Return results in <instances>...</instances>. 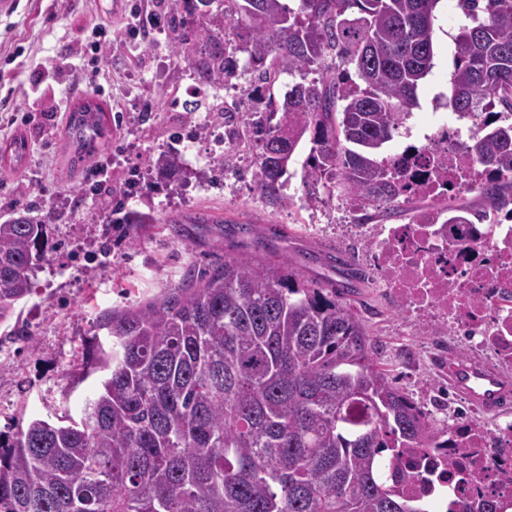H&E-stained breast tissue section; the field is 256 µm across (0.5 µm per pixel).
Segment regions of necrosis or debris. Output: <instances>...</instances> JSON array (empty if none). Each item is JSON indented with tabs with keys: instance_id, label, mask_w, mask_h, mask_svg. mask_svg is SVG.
Wrapping results in <instances>:
<instances>
[{
	"instance_id": "necrosis-or-debris-1",
	"label": "necrosis or debris",
	"mask_w": 512,
	"mask_h": 512,
	"mask_svg": "<svg viewBox=\"0 0 512 512\" xmlns=\"http://www.w3.org/2000/svg\"><path fill=\"white\" fill-rule=\"evenodd\" d=\"M472 122L435 115L430 134L396 150L417 196L433 198L483 180L462 149ZM455 152L457 165L431 170L428 158ZM349 232L375 271L377 293L401 307L411 334L432 327L462 339L464 352L512 371V215L492 213L483 224H456L451 213L424 210L406 224H353ZM457 418L441 457L447 472L433 483H406L407 495L426 499L431 512H481L484 501L512 507V421L479 419L452 390H437Z\"/></svg>"
}]
</instances>
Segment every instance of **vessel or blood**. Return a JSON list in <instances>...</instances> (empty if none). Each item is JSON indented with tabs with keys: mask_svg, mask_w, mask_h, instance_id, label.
Wrapping results in <instances>:
<instances>
[{
	"mask_svg": "<svg viewBox=\"0 0 512 512\" xmlns=\"http://www.w3.org/2000/svg\"><path fill=\"white\" fill-rule=\"evenodd\" d=\"M448 383L462 397L487 412L512 406V378L472 360L448 367Z\"/></svg>",
	"mask_w": 512,
	"mask_h": 512,
	"instance_id": "b4317fda",
	"label": "vessel or blood"
}]
</instances>
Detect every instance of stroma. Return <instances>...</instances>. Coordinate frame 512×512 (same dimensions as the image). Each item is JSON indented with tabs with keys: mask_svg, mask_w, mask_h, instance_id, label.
I'll return each instance as SVG.
<instances>
[{
	"mask_svg": "<svg viewBox=\"0 0 512 512\" xmlns=\"http://www.w3.org/2000/svg\"><path fill=\"white\" fill-rule=\"evenodd\" d=\"M129 5V0H15L10 11H0V107L15 117L14 124L0 123V150L20 137L27 143L21 167L0 161V217L26 207L55 214L47 262L37 271L30 296L16 306L11 321L0 323V434L5 436L31 418L47 417L60 402L77 410L91 385L68 389L67 375L100 315L159 298L186 270L209 273L228 254H283L309 279L326 281L336 276L326 252L339 250L357 263L365 261L344 233L354 219L350 205L308 183V147L297 150L289 168L286 187L294 205L284 209L254 189L253 146L225 152L217 117L194 126L183 123L170 100L172 90L197 87L207 110L223 105L226 92L197 86L168 30L141 42L125 40ZM460 21L457 0H441L436 66L419 92L410 129L427 125L435 96L448 86ZM96 26L109 39L103 49L109 64L101 69L84 52ZM88 96L112 116L101 152L112 167L95 195L82 194L81 188L97 161L72 164L64 135L69 109ZM188 145L193 157L179 178L153 176L150 186L127 203L128 209L151 214L153 223L132 237L104 223L105 205L130 175L146 171L162 150ZM219 158L227 172L215 171ZM239 224L250 225L251 233H237ZM355 308L400 386L431 408L426 396L435 374L430 350L447 347V339L406 335L404 316L377 295L371 281L359 284Z\"/></svg>",
	"mask_w": 512,
	"mask_h": 512,
	"instance_id": "1",
	"label": "stroma"
}]
</instances>
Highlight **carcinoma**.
<instances>
[{
  "label": "carcinoma",
  "instance_id": "1",
  "mask_svg": "<svg viewBox=\"0 0 512 512\" xmlns=\"http://www.w3.org/2000/svg\"><path fill=\"white\" fill-rule=\"evenodd\" d=\"M186 2L163 10L200 83L239 78L238 50L258 94L273 74L300 78L232 129L258 149L260 197L291 203L283 177L307 139L310 182L361 210L397 202L406 170L385 145L420 107L440 0H203L191 30L177 23ZM457 6L446 106L475 118L469 161L494 173L474 189L512 212V123L495 111L512 115V0ZM106 131L103 107L82 104L65 136L82 160ZM155 167L173 177L183 158L167 149ZM49 228L33 208L0 221V322L31 293ZM336 268L341 280L321 285L286 259L229 255L160 300L106 312L84 342L77 379L94 390L79 418L55 411L0 436V512H429L400 490L426 480L402 449L433 451L451 426L381 366L349 304L360 273Z\"/></svg>",
  "mask_w": 512,
  "mask_h": 512
}]
</instances>
